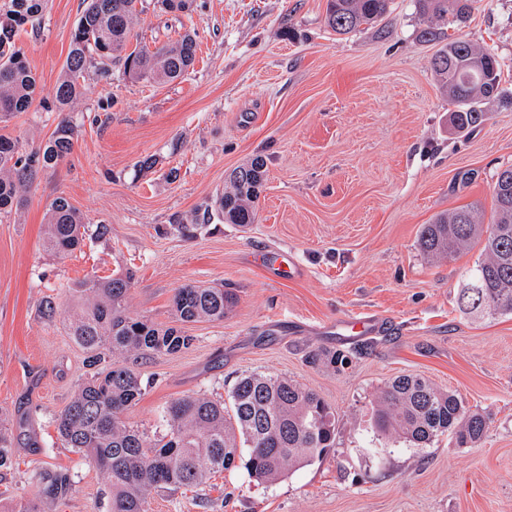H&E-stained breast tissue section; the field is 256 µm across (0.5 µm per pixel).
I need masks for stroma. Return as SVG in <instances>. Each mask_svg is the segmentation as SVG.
Listing matches in <instances>:
<instances>
[{
  "label": "stroma",
  "instance_id": "1",
  "mask_svg": "<svg viewBox=\"0 0 512 512\" xmlns=\"http://www.w3.org/2000/svg\"><path fill=\"white\" fill-rule=\"evenodd\" d=\"M326 3L194 0L174 15L137 0L135 42L155 48L194 31V67L158 85L90 64L65 111L54 87L84 0H47L43 23L19 31L38 93L0 134L31 151L67 119L77 136L25 206L0 215V418L14 451L0 470V512L20 499L40 512H109L96 469L59 444L55 418L87 374L67 334L69 290L126 273L130 312L161 326L174 324L184 285L238 298L224 321L183 324L189 349L134 361L147 386L129 423L154 433L173 399H225L253 371L297 380L337 419L325 459L274 483L241 466L219 472L201 488L154 495L151 512H512V315L480 320L460 309L480 247L449 261L418 247L438 214L469 206L489 219L493 176L512 166V0H477L465 27H448L494 48L503 68L483 123L457 134L413 0H394L387 18L348 35L326 26ZM258 155L267 175L256 223L208 217L227 173ZM59 196L88 224L107 225L106 238L64 257L46 252L45 217ZM259 249L287 252L301 274L270 277ZM366 315L383 317L382 335H344L340 321ZM319 349L352 360L309 363ZM410 373L481 413L485 438L460 448L444 435L422 448L376 432L381 389ZM45 474L68 475L67 493L46 497Z\"/></svg>",
  "mask_w": 512,
  "mask_h": 512
}]
</instances>
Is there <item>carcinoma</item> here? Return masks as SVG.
<instances>
[{
	"label": "carcinoma",
	"instance_id": "cac0c4a2",
	"mask_svg": "<svg viewBox=\"0 0 512 512\" xmlns=\"http://www.w3.org/2000/svg\"><path fill=\"white\" fill-rule=\"evenodd\" d=\"M392 3L327 0V25L340 35L357 32L387 17ZM46 5L47 0H0L1 122L34 103L37 79L14 37ZM415 5L423 24L419 38L438 46L431 69L455 106L450 129L469 131L483 122L482 104L496 95L502 65L490 49L461 34L448 35V19L466 23L472 0H415ZM134 20L135 0H87L55 87L59 110L78 100L79 79L94 60L106 77L119 63L129 79L155 83L173 82L194 65L197 44L189 32L152 51L129 49ZM75 136L76 128L63 120L42 148L26 153L18 139L0 135L1 213L21 206L23 190L38 171L70 154ZM265 175L266 161L260 156L234 169L215 204L218 218L226 224L255 223ZM494 178L491 225L483 227L472 209L459 207L423 225L419 237L421 250L432 258L451 259L472 243H482L481 258L467 270L459 296L462 311L475 317L512 314V167ZM106 231L103 224L89 231L83 215L57 197L47 211L43 247L66 256L86 235L100 238ZM129 292L126 277H92L71 288L68 336L85 352L92 372L55 419L61 445L95 464L109 491L110 512H150L154 493L200 486L235 467L242 456L253 479L274 482L335 450L336 414L319 395L295 380L262 373L239 376L226 402L200 393L172 400L163 412L164 432L152 438L127 422L125 412L145 388L127 359L178 353L194 341L180 328H161L131 316ZM234 304L227 290L194 285L177 289L173 298L183 323L222 321ZM374 426L417 445L451 432L461 447L480 443L487 431L483 415L467 409L456 393L413 374L386 383L376 401ZM12 462L11 437L0 429V469Z\"/></svg>",
	"mask_w": 512,
	"mask_h": 512
}]
</instances>
